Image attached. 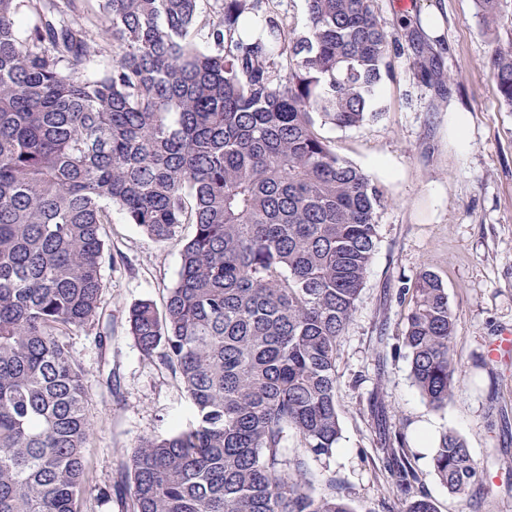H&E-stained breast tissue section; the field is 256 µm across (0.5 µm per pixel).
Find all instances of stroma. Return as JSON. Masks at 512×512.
<instances>
[{
  "instance_id": "obj_1",
  "label": "stroma",
  "mask_w": 512,
  "mask_h": 512,
  "mask_svg": "<svg viewBox=\"0 0 512 512\" xmlns=\"http://www.w3.org/2000/svg\"><path fill=\"white\" fill-rule=\"evenodd\" d=\"M372 7L399 44L394 76L376 102L379 115L354 128L326 124L319 131L380 188L377 245L338 345L341 438L332 456L308 464L355 512H401L404 498L388 468L390 450L400 448L417 476L412 496L430 499L437 512H512V353L495 362L485 357L489 342L512 333V109L500 103L487 66L489 42L512 39V24L485 30L473 0H372ZM433 10L444 26L430 36L421 22ZM419 48L450 75L448 93L418 78ZM457 111L469 120L463 150L448 133ZM104 239L114 257L103 268L102 293L112 342L100 350L87 329L67 338L85 370L96 424L85 512H121L113 486L122 465L143 440L187 428L193 417L179 378L140 350L127 324L139 301L164 306L181 244L152 240L117 210ZM425 269L441 279L457 319L452 349L459 384L439 411L412 385L399 340L408 290ZM110 374L118 393L104 384ZM448 431L465 440L481 475L463 495L449 493L431 466Z\"/></svg>"
}]
</instances>
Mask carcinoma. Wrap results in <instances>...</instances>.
<instances>
[{"label": "carcinoma", "instance_id": "carcinoma-1", "mask_svg": "<svg viewBox=\"0 0 512 512\" xmlns=\"http://www.w3.org/2000/svg\"><path fill=\"white\" fill-rule=\"evenodd\" d=\"M214 2L204 16L200 0H0V512H83L95 422L65 338L96 326L105 349L112 336L101 230L114 206L182 243L163 309L141 301L128 326L145 355L162 349L195 414L123 466L126 512H355L318 491L308 459L340 439L337 343L381 195L316 121L377 114L393 41L371 0H306L303 30L263 0ZM475 9L500 25V0ZM101 37L112 65L89 74ZM413 66L450 83L432 56ZM488 67L512 109V41L490 46ZM455 329L442 281L421 271L401 347L435 410L456 390ZM388 466L409 494L415 471L395 452ZM432 468L454 494L477 481L452 431Z\"/></svg>", "mask_w": 512, "mask_h": 512}]
</instances>
